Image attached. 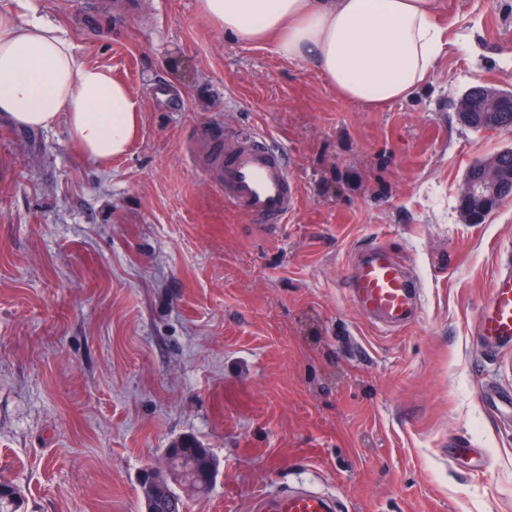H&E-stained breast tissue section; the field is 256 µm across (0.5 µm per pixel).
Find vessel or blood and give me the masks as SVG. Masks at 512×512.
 <instances>
[{
	"instance_id": "b4317fda",
	"label": "vessel or blood",
	"mask_w": 512,
	"mask_h": 512,
	"mask_svg": "<svg viewBox=\"0 0 512 512\" xmlns=\"http://www.w3.org/2000/svg\"><path fill=\"white\" fill-rule=\"evenodd\" d=\"M188 156L224 195L235 211L266 228L285 223L298 204L288 155L268 137L252 130L233 137L209 127L197 129ZM347 285L356 305L388 328L405 326L417 310V291L405 267L384 247H365L352 267ZM483 351L492 355L512 346V270L499 272L477 317ZM452 453L468 455L473 472L487 469L481 448L459 439ZM252 512H343L342 500L318 489L298 487L258 496Z\"/></svg>"
}]
</instances>
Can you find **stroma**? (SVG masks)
Listing matches in <instances>:
<instances>
[{"label":"stroma","instance_id":"35a3bbf8","mask_svg":"<svg viewBox=\"0 0 512 512\" xmlns=\"http://www.w3.org/2000/svg\"><path fill=\"white\" fill-rule=\"evenodd\" d=\"M77 52L135 94L141 129L109 162L65 124L0 117V477L19 512H144L138 479L183 436L218 474L187 512H249L294 486L349 512H512V350L476 317L512 258V200L466 222L459 188L512 132L456 104L512 91V0H438L446 50L414 99L371 110L310 64L243 44L198 0L131 18L39 0ZM257 129L288 153L299 203L267 231L193 166L200 126ZM407 263L421 305L387 331L344 281L367 244ZM470 438L480 474L448 457ZM473 445L465 439L455 440L449 445L450 454H466L472 461V471L483 472L488 467V457L482 448H472Z\"/></svg>","mask_w":512,"mask_h":512}]
</instances>
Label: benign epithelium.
<instances>
[{"label": "benign epithelium", "instance_id": "obj_1", "mask_svg": "<svg viewBox=\"0 0 512 512\" xmlns=\"http://www.w3.org/2000/svg\"><path fill=\"white\" fill-rule=\"evenodd\" d=\"M477 93L480 110H475V103L467 94L458 103V116L468 126L478 123L492 128L498 124L505 103L512 104V94L483 86L478 87ZM510 178L512 172L503 168L498 154L477 162L474 170L468 172L461 191L460 205L465 219L470 223L480 222L497 208L500 187Z\"/></svg>", "mask_w": 512, "mask_h": 512}]
</instances>
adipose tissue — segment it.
<instances>
[{"label": "adipose tissue", "mask_w": 512, "mask_h": 512, "mask_svg": "<svg viewBox=\"0 0 512 512\" xmlns=\"http://www.w3.org/2000/svg\"><path fill=\"white\" fill-rule=\"evenodd\" d=\"M437 0H199L225 35L273 40L289 59L312 64L337 94L379 108L413 98L444 50ZM0 115L51 129L66 123L83 154L124 155L139 107L110 70L87 64L65 28L36 0L0 8Z\"/></svg>", "instance_id": "adipose-tissue-1"}]
</instances>
